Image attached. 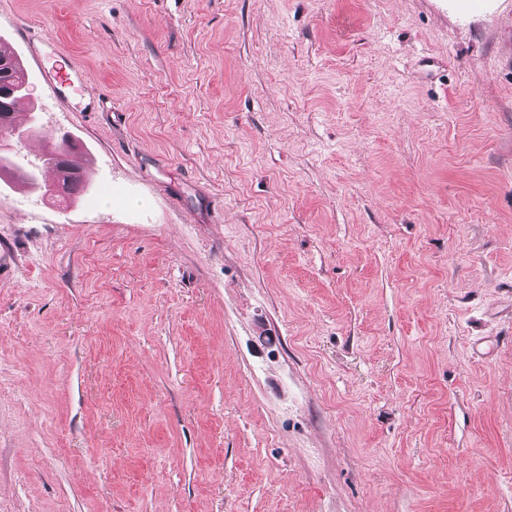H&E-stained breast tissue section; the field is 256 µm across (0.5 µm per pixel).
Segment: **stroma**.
<instances>
[{
  "label": "stroma",
  "mask_w": 512,
  "mask_h": 512,
  "mask_svg": "<svg viewBox=\"0 0 512 512\" xmlns=\"http://www.w3.org/2000/svg\"><path fill=\"white\" fill-rule=\"evenodd\" d=\"M84 73L0 185V512H512V0H0ZM55 166H57L60 169L61 175L60 178L63 179L66 192L69 195V198L75 197L79 194H81L86 187L85 182L79 184L75 189L74 185L76 182H74L71 185V176L69 174V169L62 164L55 154L52 152H49L48 149L45 151V153L40 158V164L33 167L30 171L25 173V180L24 182L20 183L24 187L32 188V189H40L41 188V173L42 170L45 167H53L55 169ZM56 170V169H55ZM59 178V179H60Z\"/></svg>",
  "instance_id": "obj_1"
}]
</instances>
